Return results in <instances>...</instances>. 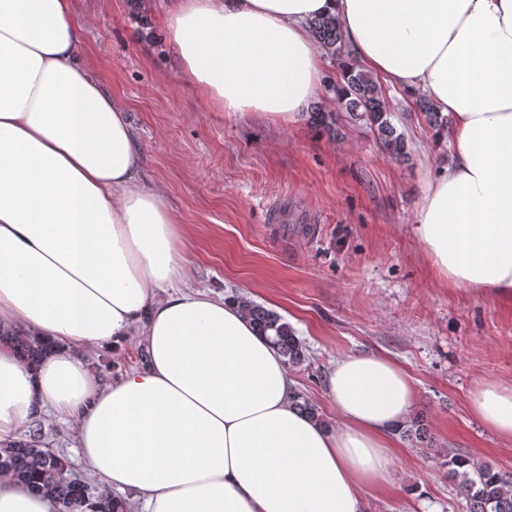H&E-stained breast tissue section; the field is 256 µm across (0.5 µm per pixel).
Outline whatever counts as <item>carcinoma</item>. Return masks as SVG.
<instances>
[{
  "label": "carcinoma",
  "instance_id": "1",
  "mask_svg": "<svg viewBox=\"0 0 512 512\" xmlns=\"http://www.w3.org/2000/svg\"><path fill=\"white\" fill-rule=\"evenodd\" d=\"M310 28L315 39L333 57L340 60L349 55L336 17H319L311 22ZM337 99L352 119L370 124L389 154L406 155L405 138L392 124L381 86L372 75L343 62V81ZM239 307L287 364L297 366L306 361L302 341L281 315L246 299L239 301ZM14 340L21 358L30 363L47 352V347L35 338L16 336ZM291 401L299 413L320 420L318 410L302 395H294ZM398 430L411 441L422 442L426 438V428L418 419L403 423ZM39 438L40 434L33 433L21 440L0 441V473L32 490L53 494L62 504L63 512H130L126 499L97 492L86 481L78 480L71 464L41 447ZM448 477L467 501L469 512H512L511 473L498 470L486 461L453 456L448 459Z\"/></svg>",
  "mask_w": 512,
  "mask_h": 512
}]
</instances>
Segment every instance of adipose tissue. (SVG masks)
<instances>
[{"mask_svg": "<svg viewBox=\"0 0 512 512\" xmlns=\"http://www.w3.org/2000/svg\"><path fill=\"white\" fill-rule=\"evenodd\" d=\"M325 15L366 69L450 119V162L414 224L438 277L512 301V0H174L167 30L215 107L294 123L318 92L310 22ZM82 31L74 0H0V440L49 407L73 417L92 472L145 512H362L414 405L408 373L347 355L325 376L334 425L292 408L283 359L237 303L183 291L190 234L141 183ZM138 324L146 366L102 384L81 349ZM17 333L51 353L24 361ZM469 407L512 443V383L477 381ZM0 512L58 504L0 476Z\"/></svg>", "mask_w": 512, "mask_h": 512, "instance_id": "obj_1", "label": "adipose tissue"}]
</instances>
